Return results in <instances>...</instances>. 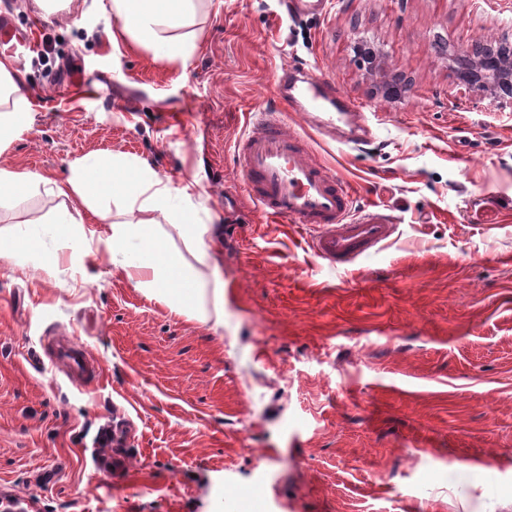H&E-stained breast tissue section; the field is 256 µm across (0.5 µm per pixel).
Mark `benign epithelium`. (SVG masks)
Instances as JSON below:
<instances>
[{
    "mask_svg": "<svg viewBox=\"0 0 512 512\" xmlns=\"http://www.w3.org/2000/svg\"><path fill=\"white\" fill-rule=\"evenodd\" d=\"M438 56L456 74L461 85H477L493 99L512 95V43L499 45L474 41L460 50L441 41L435 42ZM354 52L364 63L375 93L386 99L404 96L407 84L402 74L394 73L382 48L365 36L355 38Z\"/></svg>",
    "mask_w": 512,
    "mask_h": 512,
    "instance_id": "obj_1",
    "label": "benign epithelium"
}]
</instances>
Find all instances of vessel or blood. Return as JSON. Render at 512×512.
Listing matches in <instances>:
<instances>
[{
  "label": "vessel or blood",
  "mask_w": 512,
  "mask_h": 512,
  "mask_svg": "<svg viewBox=\"0 0 512 512\" xmlns=\"http://www.w3.org/2000/svg\"><path fill=\"white\" fill-rule=\"evenodd\" d=\"M273 93L280 107L254 112L250 131L237 144L245 190L268 216L308 230V247L316 258L336 269L348 268L388 243L394 219L378 209L354 210L349 187L328 171L305 136L287 128L284 116L317 110L319 133L357 145L372 137L367 116L329 79L310 78L300 70L278 76ZM49 357L74 384L87 385L97 378L90 352L71 341L54 339Z\"/></svg>",
  "instance_id": "vessel-or-blood-1"
}]
</instances>
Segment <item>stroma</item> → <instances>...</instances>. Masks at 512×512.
Segmentation results:
<instances>
[{
	"mask_svg": "<svg viewBox=\"0 0 512 512\" xmlns=\"http://www.w3.org/2000/svg\"><path fill=\"white\" fill-rule=\"evenodd\" d=\"M34 47L13 63L27 129L0 166L56 179L121 151L170 185L194 184L224 274V328L169 312L115 270L68 251L0 262V512H512V103L459 85L432 49L512 40V0H200L186 62L154 59L110 0H34L0 14ZM370 37L411 83L375 95L353 44ZM363 108L370 144L320 137L356 206L394 215L391 242L344 270L300 225L263 215L234 156L251 112L294 62ZM44 189L0 208V229L43 231ZM103 373L72 383L47 337ZM121 432L105 448L99 435Z\"/></svg>",
	"mask_w": 512,
	"mask_h": 512,
	"instance_id": "stroma-1",
	"label": "stroma"
}]
</instances>
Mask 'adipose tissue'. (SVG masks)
I'll list each match as a JSON object with an SVG mask.
<instances>
[{
	"instance_id": "ef3b65f1",
	"label": "adipose tissue",
	"mask_w": 512,
	"mask_h": 512,
	"mask_svg": "<svg viewBox=\"0 0 512 512\" xmlns=\"http://www.w3.org/2000/svg\"><path fill=\"white\" fill-rule=\"evenodd\" d=\"M124 33L149 47L155 58L183 61L194 51L188 33L195 0H112ZM0 88L13 98L12 110L0 113V145L19 131L30 110L21 74L0 59ZM46 187L56 197L80 201L88 213L106 218L115 207L104 240L112 265L134 288L190 320L224 326V278L207 240L211 227L198 215L189 188L165 183L143 161L123 153L94 155L72 163L64 178L53 180L29 171L0 167V206L9 205L32 189ZM61 227L58 249L73 258L93 256L92 239L83 217L61 209L53 218ZM181 248H174V240ZM211 269L202 282L199 268Z\"/></svg>"
}]
</instances>
